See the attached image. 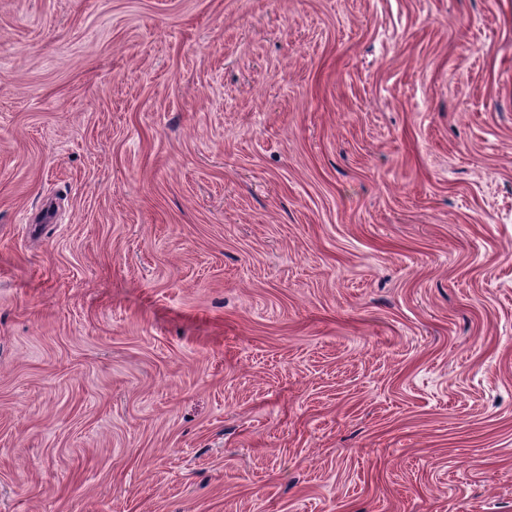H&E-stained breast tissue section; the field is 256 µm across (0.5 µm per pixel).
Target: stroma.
Segmentation results:
<instances>
[{"mask_svg":"<svg viewBox=\"0 0 512 512\" xmlns=\"http://www.w3.org/2000/svg\"><path fill=\"white\" fill-rule=\"evenodd\" d=\"M0 512H512V0H0Z\"/></svg>","mask_w":512,"mask_h":512,"instance_id":"1","label":"stroma"}]
</instances>
